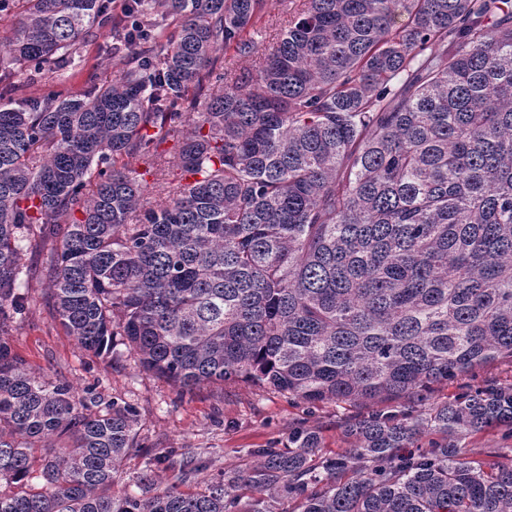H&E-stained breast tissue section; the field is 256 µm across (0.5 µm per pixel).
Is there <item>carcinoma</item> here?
Here are the masks:
<instances>
[{"label": "carcinoma", "mask_w": 512, "mask_h": 512, "mask_svg": "<svg viewBox=\"0 0 512 512\" xmlns=\"http://www.w3.org/2000/svg\"><path fill=\"white\" fill-rule=\"evenodd\" d=\"M2 2L0 512H512V448L487 465L462 446L512 436V384L420 407L512 362V0H305L260 66L223 74L218 53H259L265 0H129L124 20L112 0ZM109 21L135 66L12 106L13 74H57ZM213 76L224 93L202 95ZM49 238L48 304L81 349L111 361L119 336L181 388L365 404L347 451L318 455L300 426L185 491L202 462L171 450L172 483L149 467L114 495L136 407L9 342L25 253ZM490 379L499 383H507L509 380H512L511 364L500 362L490 363L475 370L472 375L470 374L454 382L439 385L435 388L430 403L446 401L464 392L466 387L482 385L484 381Z\"/></svg>", "instance_id": "1"}]
</instances>
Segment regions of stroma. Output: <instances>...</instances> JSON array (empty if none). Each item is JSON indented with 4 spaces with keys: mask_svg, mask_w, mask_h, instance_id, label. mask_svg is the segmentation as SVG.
Masks as SVG:
<instances>
[{
    "mask_svg": "<svg viewBox=\"0 0 512 512\" xmlns=\"http://www.w3.org/2000/svg\"><path fill=\"white\" fill-rule=\"evenodd\" d=\"M303 7V0H267L264 17L256 26V39L263 47L275 45L289 19ZM109 30L88 36L81 61L66 65L61 87L72 94L90 89L97 80L112 79L129 68L131 57L105 60L104 50L111 42ZM55 240L39 243L35 253L25 256V289L28 307L15 316L10 340L13 349L28 366L50 379L70 382L76 389L95 386L104 399L121 398L139 411L140 440L151 453L175 448L188 456L209 458L203 478L221 471L243 470L248 466V448H263L271 443L287 445L295 426L306 423L321 433L320 452H344L349 443L343 426L351 417L363 413L359 404L326 403L307 405L252 382L228 381L203 384L182 390L165 379L140 371L133 356L123 355L106 362L78 348L54 319L44 299L49 284V260ZM494 380L512 381V365L494 362L453 382L437 386L432 401L443 402L465 391L466 387Z\"/></svg>",
    "mask_w": 512,
    "mask_h": 512,
    "instance_id": "stroma-1",
    "label": "stroma"
}]
</instances>
